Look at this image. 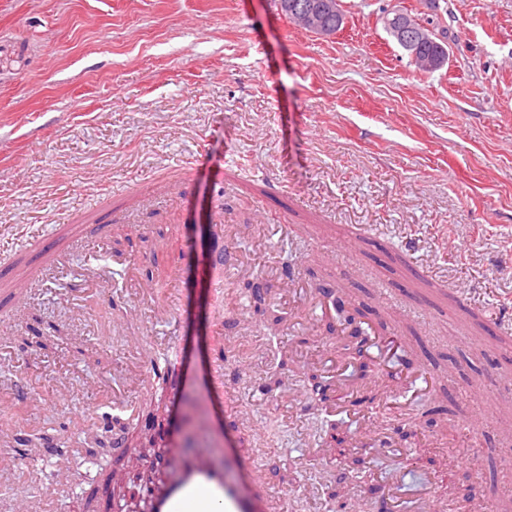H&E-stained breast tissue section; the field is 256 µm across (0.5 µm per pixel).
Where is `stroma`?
Segmentation results:
<instances>
[{"label":"stroma","mask_w":512,"mask_h":512,"mask_svg":"<svg viewBox=\"0 0 512 512\" xmlns=\"http://www.w3.org/2000/svg\"><path fill=\"white\" fill-rule=\"evenodd\" d=\"M345 26L330 37L280 15L274 0H0V253L29 234L87 209L117 222L110 238L88 237L112 287L88 291L74 320L59 292L68 276L29 292L24 316L0 322V377L24 372L29 399L11 413L29 457L71 436L72 461L22 469L0 488V512H48L34 486H52L72 512H143L126 496L142 458L149 413L164 401L167 443H208L216 462L250 457L288 512H363L367 486L409 487L429 460L468 453L455 479L461 492L497 483L512 490V408L472 432L461 408L485 411L479 378L512 371V340L497 324L481 343L450 303L457 292L512 320V0H342ZM401 9L448 30L450 61L427 73L409 65L383 27ZM183 172L173 189L162 179ZM150 181L140 208L120 220L99 203L114 186ZM286 195L267 200L296 231L254 221L250 193L264 181ZM239 225L229 245L242 268L201 273L213 250L207 216ZM364 234L340 257L331 241ZM136 240L132 260L114 265L120 239ZM181 256L178 282L164 284L163 253ZM297 265L302 283L350 288L372 321L449 377L434 399L406 392L402 405L368 403L371 380L353 396L379 419L404 423L392 436L403 469L361 464L354 446L327 440V414L304 377L327 369L321 308L300 313L284 293L254 298L247 281L275 285ZM164 288L177 322L136 306L139 289ZM137 309L136 325L124 314ZM169 348L178 372L141 388L144 346ZM69 379L72 399H55ZM236 394L264 430L224 426ZM128 400L126 409L113 395ZM129 421L114 456L112 433L79 418L81 404Z\"/></svg>","instance_id":"obj_1"}]
</instances>
